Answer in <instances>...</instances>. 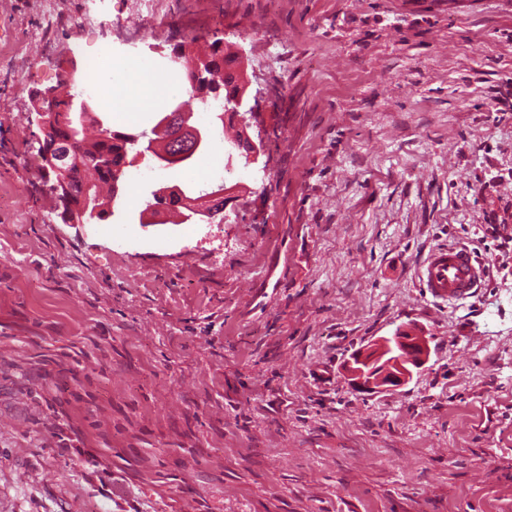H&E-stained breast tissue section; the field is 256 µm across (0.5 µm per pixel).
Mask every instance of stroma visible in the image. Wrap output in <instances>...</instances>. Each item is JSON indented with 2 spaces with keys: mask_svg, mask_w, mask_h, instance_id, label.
<instances>
[{
  "mask_svg": "<svg viewBox=\"0 0 512 512\" xmlns=\"http://www.w3.org/2000/svg\"><path fill=\"white\" fill-rule=\"evenodd\" d=\"M31 2L0 5V512H512V0H159L140 48L231 45L266 152L214 154L232 222L141 224L125 188L84 225L33 94L127 48L135 0L82 30L59 0L39 41ZM445 245L484 266L456 305L420 286ZM414 327L403 388L342 382Z\"/></svg>",
  "mask_w": 512,
  "mask_h": 512,
  "instance_id": "obj_1",
  "label": "stroma"
}]
</instances>
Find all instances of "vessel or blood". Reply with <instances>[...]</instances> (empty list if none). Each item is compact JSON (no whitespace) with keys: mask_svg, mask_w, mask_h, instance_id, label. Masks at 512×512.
<instances>
[{"mask_svg":"<svg viewBox=\"0 0 512 512\" xmlns=\"http://www.w3.org/2000/svg\"><path fill=\"white\" fill-rule=\"evenodd\" d=\"M484 269L476 256L462 247H442L431 253L421 270L422 286L432 298L461 301L478 287Z\"/></svg>","mask_w":512,"mask_h":512,"instance_id":"b4317fda","label":"vessel or blood"}]
</instances>
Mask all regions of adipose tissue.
<instances>
[{
    "mask_svg": "<svg viewBox=\"0 0 512 512\" xmlns=\"http://www.w3.org/2000/svg\"><path fill=\"white\" fill-rule=\"evenodd\" d=\"M92 72L104 91L105 102L128 122L144 121L148 112L162 107L170 96L181 91V84L173 79H159L152 75L145 64L111 66L95 64ZM139 98L141 107L132 112L125 103Z\"/></svg>",
    "mask_w": 512,
    "mask_h": 512,
    "instance_id": "obj_1",
    "label": "adipose tissue"
}]
</instances>
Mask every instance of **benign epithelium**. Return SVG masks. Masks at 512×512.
Here are the masks:
<instances>
[{
  "label": "benign epithelium",
  "instance_id": "obj_1",
  "mask_svg": "<svg viewBox=\"0 0 512 512\" xmlns=\"http://www.w3.org/2000/svg\"><path fill=\"white\" fill-rule=\"evenodd\" d=\"M240 93L224 104V117L231 118L240 126L247 127V116L252 108L247 106L245 93L247 84L238 80ZM62 95V90L51 88L43 92L41 101L34 109L36 123L41 133L38 137L39 150L45 170L53 171L58 178L55 194L61 204L60 216L67 224H89L98 215L97 195L93 185L84 186L78 199H72L73 192L69 186L67 160L70 149L61 138V130L66 121L65 113L48 109L44 103L53 101ZM187 116L178 106L167 116L169 122H183L184 129L194 145L202 141L201 130L186 123ZM224 154L228 159L237 156L245 164L257 165L264 155L262 143L254 142L245 135L224 145ZM211 198L202 199L191 206L190 218L203 221L215 211ZM430 347L424 336H416L408 331H400L389 337H380L368 342L356 350L343 366L344 379L354 388L366 393L394 392L406 385L418 370L428 362Z\"/></svg>",
  "mask_w": 512,
  "mask_h": 512
}]
</instances>
